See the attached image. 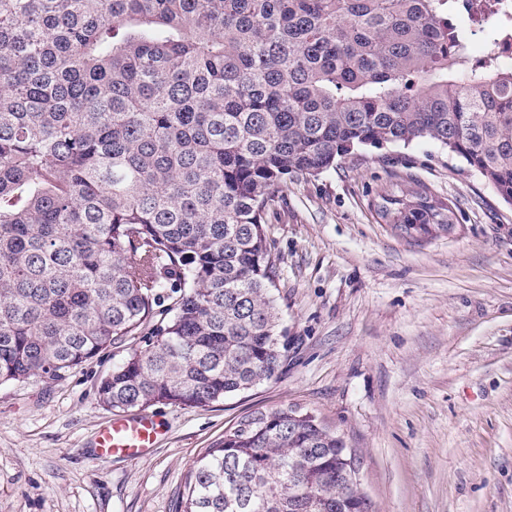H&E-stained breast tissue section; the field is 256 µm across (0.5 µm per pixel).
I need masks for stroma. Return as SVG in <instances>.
I'll list each match as a JSON object with an SVG mask.
<instances>
[{
  "label": "stroma",
  "mask_w": 512,
  "mask_h": 512,
  "mask_svg": "<svg viewBox=\"0 0 512 512\" xmlns=\"http://www.w3.org/2000/svg\"><path fill=\"white\" fill-rule=\"evenodd\" d=\"M426 194L452 232L399 236L386 193ZM288 336L277 378L203 408L157 403L158 447L93 454L101 380L153 332L65 379L0 385V512H177L188 471L241 416L293 405L361 462L373 512H512V205L438 144L355 149L291 177L263 215Z\"/></svg>",
  "instance_id": "35a3bbf8"
}]
</instances>
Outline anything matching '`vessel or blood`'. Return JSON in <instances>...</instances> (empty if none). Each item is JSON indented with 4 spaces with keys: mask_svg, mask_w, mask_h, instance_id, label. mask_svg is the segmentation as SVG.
Segmentation results:
<instances>
[{
    "mask_svg": "<svg viewBox=\"0 0 512 512\" xmlns=\"http://www.w3.org/2000/svg\"><path fill=\"white\" fill-rule=\"evenodd\" d=\"M160 433L155 417L117 415L97 431L95 452L101 456L143 458L156 447Z\"/></svg>",
    "mask_w": 512,
    "mask_h": 512,
    "instance_id": "1",
    "label": "vessel or blood"
}]
</instances>
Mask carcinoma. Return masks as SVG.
Segmentation results:
<instances>
[{"label":"carcinoma","instance_id":"cac0c4a2","mask_svg":"<svg viewBox=\"0 0 512 512\" xmlns=\"http://www.w3.org/2000/svg\"><path fill=\"white\" fill-rule=\"evenodd\" d=\"M456 0H0V384L56 381L154 318L114 411L207 407L273 379L288 339L263 214L362 146L430 140L512 203V66L479 67ZM403 237L448 230L388 194ZM294 406L241 417L179 512H348L343 439Z\"/></svg>","mask_w":512,"mask_h":512}]
</instances>
